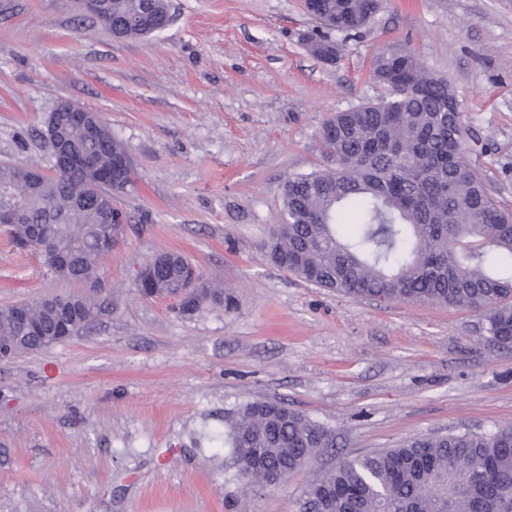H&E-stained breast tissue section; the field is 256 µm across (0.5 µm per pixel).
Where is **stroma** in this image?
Instances as JSON below:
<instances>
[{"mask_svg":"<svg viewBox=\"0 0 512 512\" xmlns=\"http://www.w3.org/2000/svg\"><path fill=\"white\" fill-rule=\"evenodd\" d=\"M161 33L117 40L78 0H0V163L47 169L58 103L96 112L137 171L113 197L124 240L101 260L90 329L0 363V512H298L343 460L416 435L512 425V347L483 310L351 298L271 264L285 183L324 166L317 132L385 93L374 57L409 47L457 89L466 158L512 207V0H386L307 49L303 0H168ZM177 252L232 306L145 298L139 271ZM0 234V306L82 291ZM285 402L329 445L245 492L212 441L242 404Z\"/></svg>","mask_w":512,"mask_h":512,"instance_id":"35a3bbf8","label":"stroma"}]
</instances>
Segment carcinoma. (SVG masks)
Returning <instances> with one entry per match:
<instances>
[{
	"instance_id": "cac0c4a2",
	"label": "carcinoma",
	"mask_w": 512,
	"mask_h": 512,
	"mask_svg": "<svg viewBox=\"0 0 512 512\" xmlns=\"http://www.w3.org/2000/svg\"><path fill=\"white\" fill-rule=\"evenodd\" d=\"M144 0H106L94 15L117 38L149 35L139 24ZM159 33L171 17L167 0H150ZM325 31L307 41L322 59L336 45L330 33H349L373 23L381 0H316ZM373 79L388 96L338 112L318 132L327 165L288 180L281 221L267 243L272 263L318 288L353 298L412 301L486 308L483 331L512 346V210L490 195L478 170L464 157L466 128L458 94L448 79L429 72L411 51L393 49L373 63ZM101 168L128 156L105 123L91 137L78 127L53 125ZM135 176L111 189L99 187L82 168L21 177V167L0 164V190L16 197L25 214L7 227L13 243L45 253L35 229L62 222L66 237L55 246L73 256L50 266L66 280L98 286L102 255L86 237L112 216L121 231L126 217L112 207ZM199 281L204 297L224 293L200 282L178 253L158 254L139 274L136 288L151 298H182L181 288ZM25 306L48 331L53 309L23 301L0 309V339L22 335L13 318ZM231 458L260 464L241 476L247 489L263 488L272 472L283 479L303 466L310 448L327 444L328 432L283 403L243 404L225 424ZM307 498L323 512H512V426L488 432L414 436L393 448L346 459L315 483Z\"/></svg>"
}]
</instances>
